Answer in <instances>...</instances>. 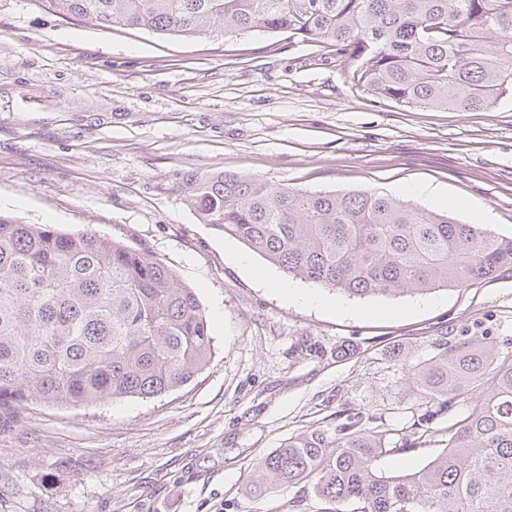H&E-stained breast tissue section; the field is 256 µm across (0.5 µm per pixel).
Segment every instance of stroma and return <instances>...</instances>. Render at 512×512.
<instances>
[{
    "mask_svg": "<svg viewBox=\"0 0 512 512\" xmlns=\"http://www.w3.org/2000/svg\"><path fill=\"white\" fill-rule=\"evenodd\" d=\"M326 54L285 32L171 39L0 0V213L149 248L194 289L214 343L164 396L1 421L0 512H321L295 487L251 494L259 458L357 413L401 444L430 409L406 365L448 336H512V277L391 299L297 279L315 298L301 303L186 205L191 174L395 197L421 183L439 197L415 205L481 210L512 236V98L404 107Z\"/></svg>",
    "mask_w": 512,
    "mask_h": 512,
    "instance_id": "stroma-1",
    "label": "stroma"
}]
</instances>
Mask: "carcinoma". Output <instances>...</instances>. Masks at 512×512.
Returning a JSON list of instances; mask_svg holds the SVG:
<instances>
[{
	"label": "carcinoma",
	"mask_w": 512,
	"mask_h": 512,
	"mask_svg": "<svg viewBox=\"0 0 512 512\" xmlns=\"http://www.w3.org/2000/svg\"><path fill=\"white\" fill-rule=\"evenodd\" d=\"M61 19L169 37L259 29L332 47L353 86L407 107L478 110L512 98V0H36ZM184 201L286 275L349 296L393 298L512 276V237L376 189L273 187L186 177ZM192 288L144 247L0 214V418L36 400L90 406L156 398L208 364ZM408 378L437 410L473 400L441 453L414 473L357 422L288 439L254 488L304 484L325 512H512V346L451 337Z\"/></svg>",
	"instance_id": "cac0c4a2"
}]
</instances>
